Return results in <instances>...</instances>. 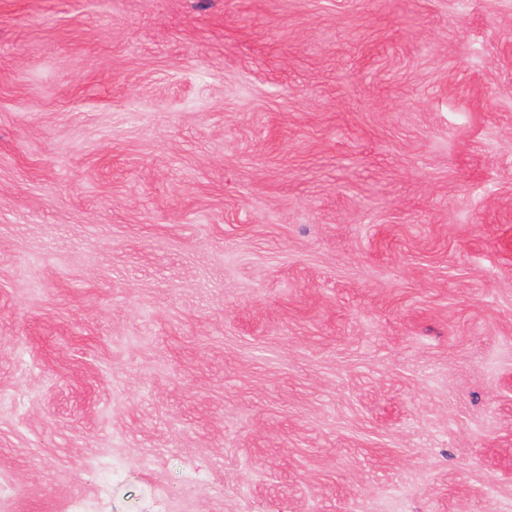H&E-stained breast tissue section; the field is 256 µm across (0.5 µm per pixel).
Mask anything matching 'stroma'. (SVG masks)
I'll list each match as a JSON object with an SVG mask.
<instances>
[{
  "label": "stroma",
  "instance_id": "1",
  "mask_svg": "<svg viewBox=\"0 0 512 512\" xmlns=\"http://www.w3.org/2000/svg\"><path fill=\"white\" fill-rule=\"evenodd\" d=\"M405 2L0 0V512H512V0Z\"/></svg>",
  "mask_w": 512,
  "mask_h": 512
}]
</instances>
